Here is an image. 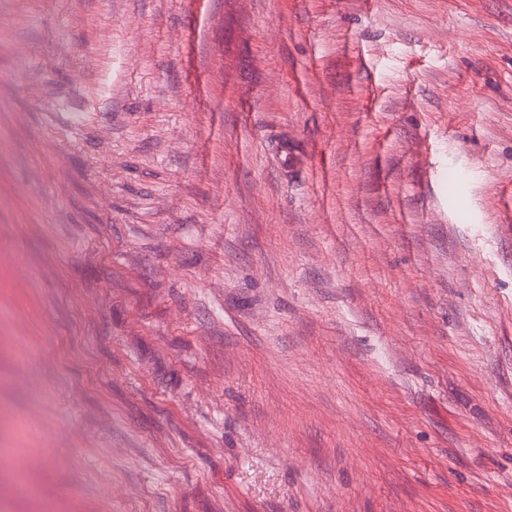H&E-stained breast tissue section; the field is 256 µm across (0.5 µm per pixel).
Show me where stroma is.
<instances>
[{
	"label": "stroma",
	"mask_w": 512,
	"mask_h": 512,
	"mask_svg": "<svg viewBox=\"0 0 512 512\" xmlns=\"http://www.w3.org/2000/svg\"><path fill=\"white\" fill-rule=\"evenodd\" d=\"M0 448V512H512V0H0Z\"/></svg>",
	"instance_id": "stroma-1"
}]
</instances>
